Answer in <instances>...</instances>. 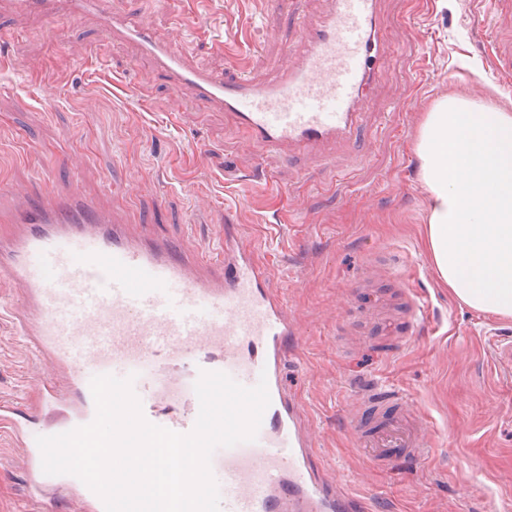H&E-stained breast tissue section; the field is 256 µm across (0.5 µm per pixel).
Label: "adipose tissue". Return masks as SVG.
<instances>
[{"label":"adipose tissue","mask_w":512,"mask_h":512,"mask_svg":"<svg viewBox=\"0 0 512 512\" xmlns=\"http://www.w3.org/2000/svg\"><path fill=\"white\" fill-rule=\"evenodd\" d=\"M413 149L436 279L468 307L512 318V111L441 96L423 112Z\"/></svg>","instance_id":"1"}]
</instances>
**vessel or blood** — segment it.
I'll list each match as a JSON object with an SVG mask.
<instances>
[{"instance_id": "vessel-or-blood-1", "label": "vessel or blood", "mask_w": 512, "mask_h": 512, "mask_svg": "<svg viewBox=\"0 0 512 512\" xmlns=\"http://www.w3.org/2000/svg\"><path fill=\"white\" fill-rule=\"evenodd\" d=\"M68 2L71 15L97 16L112 42L136 44L191 105L224 111L252 144L288 157L353 138L389 50L381 0H327L325 15L302 27L301 51L288 53L274 75L227 77L192 66L147 23L130 25L112 0ZM0 222L17 227L0 239V284L23 290L8 313L29 354L51 368L34 407L64 414L55 424L24 427L19 403L0 401V431L25 458L42 512L62 492L77 512H105L79 478L45 474L37 444L94 420V376L132 377L144 418L186 434L198 417L195 383L204 371L246 387L266 379L271 400L255 440L212 453L220 512H363L362 502L310 468L314 436L283 386L287 341L299 324L234 224L212 251L187 255L130 233L77 193L14 206L0 191ZM413 415L407 403L376 429L353 422L357 446L383 469L425 454L430 435Z\"/></svg>"}]
</instances>
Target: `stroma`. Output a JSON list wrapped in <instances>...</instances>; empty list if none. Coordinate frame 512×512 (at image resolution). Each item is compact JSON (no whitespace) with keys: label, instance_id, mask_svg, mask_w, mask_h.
<instances>
[{"label":"stroma","instance_id":"stroma-1","mask_svg":"<svg viewBox=\"0 0 512 512\" xmlns=\"http://www.w3.org/2000/svg\"><path fill=\"white\" fill-rule=\"evenodd\" d=\"M325 0H112L130 24L176 40L190 63L232 76L274 73L299 22ZM390 41L361 143L332 160L288 161L245 141L222 111L185 108L135 45L97 17L48 19L0 0V188L14 200L77 191L131 230L182 250L215 246L224 219L254 242L300 325L284 383L313 428L311 465L369 512H512V320L464 305L435 278L423 243L427 190L412 142L442 95L512 110L496 60L512 0H383ZM485 82L471 81L466 64ZM121 78L127 89L113 93ZM424 307L406 332V297ZM45 366L0 319V400H35ZM414 402L434 444L390 471L348 427L356 386ZM27 467L0 438V512H28Z\"/></svg>","mask_w":512,"mask_h":512}]
</instances>
